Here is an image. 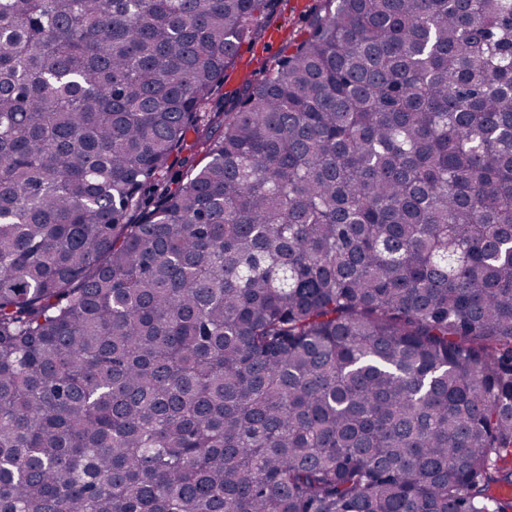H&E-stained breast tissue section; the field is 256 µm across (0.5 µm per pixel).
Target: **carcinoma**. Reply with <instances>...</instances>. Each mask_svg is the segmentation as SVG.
Returning a JSON list of instances; mask_svg holds the SVG:
<instances>
[{"label": "carcinoma", "instance_id": "cac0c4a2", "mask_svg": "<svg viewBox=\"0 0 512 512\" xmlns=\"http://www.w3.org/2000/svg\"><path fill=\"white\" fill-rule=\"evenodd\" d=\"M280 2L0 0V512H512V0ZM315 0H284L280 10L275 15L272 25L268 28L275 30L279 36V43L270 46L267 37L257 42L254 46L244 44L241 48V56L237 68L228 69L224 74V84L215 97L216 101L231 99L239 86L240 77L246 70V65L256 58L273 63L283 55H288L293 45L308 36L310 15ZM289 43L292 46L289 47ZM288 46V49L286 48Z\"/></svg>", "mask_w": 512, "mask_h": 512}]
</instances>
